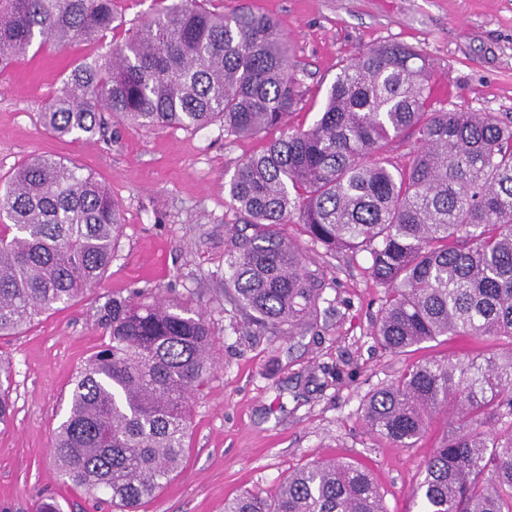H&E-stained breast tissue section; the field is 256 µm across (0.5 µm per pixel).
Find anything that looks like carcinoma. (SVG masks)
I'll list each match as a JSON object with an SVG mask.
<instances>
[{
  "mask_svg": "<svg viewBox=\"0 0 512 512\" xmlns=\"http://www.w3.org/2000/svg\"><path fill=\"white\" fill-rule=\"evenodd\" d=\"M132 32L73 65L39 113L55 138L97 141L117 118L134 129L279 137L236 165L232 205L255 233L224 254V282L249 323L303 336L323 300L297 221L330 251L368 254L389 288L375 338L403 353L442 336L505 341L507 353L419 362L368 395L374 436L410 448L428 416L464 422L425 462V512H512V116L431 108L435 70L414 48L368 46L336 74L315 124L291 129L303 81L276 20L241 4L157 0ZM112 0H0V72L34 47L104 43ZM407 144V160L390 156ZM112 193L93 174L37 154L0 183V338L96 288L120 236ZM104 342L72 383L50 449L63 484L139 512L181 471L190 403L214 370L203 308L112 295ZM0 358V425L14 417ZM224 512H386L370 470L336 459L288 475L274 499L246 491Z\"/></svg>",
  "mask_w": 512,
  "mask_h": 512,
  "instance_id": "1",
  "label": "carcinoma"
}]
</instances>
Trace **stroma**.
I'll return each instance as SVG.
<instances>
[{"label":"stroma","instance_id":"obj_1","mask_svg":"<svg viewBox=\"0 0 512 512\" xmlns=\"http://www.w3.org/2000/svg\"><path fill=\"white\" fill-rule=\"evenodd\" d=\"M274 17L305 86L289 115L293 128L317 119L327 88L362 48L415 47L436 71L434 107L512 114V0H248ZM96 44L48 46L0 72V177L34 154H55L92 173L120 205L122 232L106 278L93 292L0 339L13 366L14 418L0 426V508L33 512L55 495L63 512H110L61 484L49 448L69 410L72 380L97 351V309L114 294L203 305L216 367L192 400L189 448L179 473L141 512H224L251 490L273 496L279 483L317 459L368 467L386 512H422L412 491L423 464L458 420L433 412L414 447L375 437L363 421L369 392L427 359L468 361L492 349L475 338L440 337L392 354L374 338L389 290L370 276L364 254L331 252L289 223L308 267L324 284L317 328L288 337L256 332L224 294V253L252 227L225 188L238 162L262 138L202 129L138 132L115 126L112 138L61 141L39 123L69 66L101 54Z\"/></svg>","mask_w":512,"mask_h":512}]
</instances>
